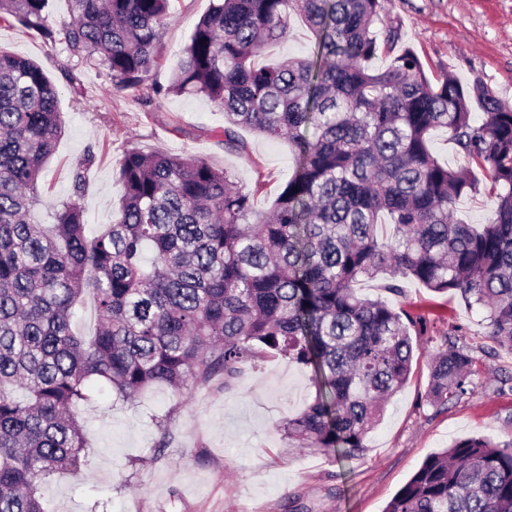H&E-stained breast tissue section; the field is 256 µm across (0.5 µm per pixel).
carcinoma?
<instances>
[{"label":"carcinoma","mask_w":512,"mask_h":512,"mask_svg":"<svg viewBox=\"0 0 512 512\" xmlns=\"http://www.w3.org/2000/svg\"><path fill=\"white\" fill-rule=\"evenodd\" d=\"M172 0H0L13 21L112 72L145 111L170 95L224 110V148L239 130L286 139L292 177L270 212L226 169L173 153L125 151L123 195L92 238L77 200L37 215L39 180L63 126L59 90L35 62L0 50V512H48L39 486L85 457L75 415L92 380L115 401L166 386L224 388L277 352L308 367L315 397L282 422L305 448L359 455L385 403L405 385L422 321L357 291L390 276L460 295L488 336L512 349V106L479 81L432 80L399 45L388 0H212L170 83L144 85L164 56ZM312 52L256 59L288 37L292 16ZM390 57L374 65L379 54ZM484 112L478 124L473 109ZM443 129L463 164L433 155ZM487 172L494 210L477 227L453 218ZM91 297L96 330L76 332ZM476 358L452 337L431 361L426 402L474 390ZM384 512H512V440L456 441L427 457Z\"/></svg>","instance_id":"1"}]
</instances>
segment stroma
Here are the masks:
<instances>
[{
    "instance_id": "35a3bbf8",
    "label": "stroma",
    "mask_w": 512,
    "mask_h": 512,
    "mask_svg": "<svg viewBox=\"0 0 512 512\" xmlns=\"http://www.w3.org/2000/svg\"><path fill=\"white\" fill-rule=\"evenodd\" d=\"M210 0H174L163 33L166 58L148 80L168 85L179 55ZM390 22L421 59L428 77L450 73L481 81L512 105V0H389ZM0 50L33 60L59 91L63 133L41 180L40 215L72 193V173L85 165L86 234L111 223L122 193L124 149L174 152L228 169L268 210L294 169L287 141L250 131L248 150H225L224 112L207 99L167 97L144 111L112 90V75L69 59L33 30L0 24ZM78 78L70 85L65 70ZM393 304L422 317V346L404 388L386 406L359 456L342 463L319 448L288 440L281 424L315 396L308 369L273 355L229 390L191 387L182 397L163 387L135 403H114L92 383L76 409L89 452L78 474L54 477L42 490L49 512H383L432 453L455 441L512 435V350L489 336L480 314L458 296L401 280ZM463 329L476 357L473 393L434 407L426 403L432 355L449 328Z\"/></svg>"
}]
</instances>
